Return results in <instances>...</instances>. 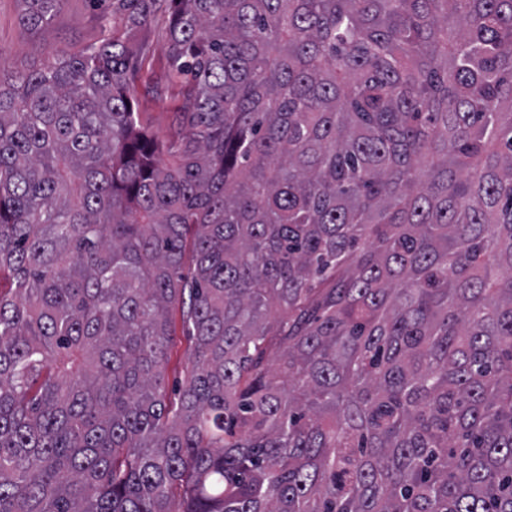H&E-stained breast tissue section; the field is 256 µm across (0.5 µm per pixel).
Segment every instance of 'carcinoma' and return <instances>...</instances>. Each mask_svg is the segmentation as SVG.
I'll use <instances>...</instances> for the list:
<instances>
[{
	"label": "carcinoma",
	"mask_w": 512,
	"mask_h": 512,
	"mask_svg": "<svg viewBox=\"0 0 512 512\" xmlns=\"http://www.w3.org/2000/svg\"><path fill=\"white\" fill-rule=\"evenodd\" d=\"M116 2L162 140L0 54V512H512V0ZM166 26L167 17L159 10L148 29L128 36L139 56L135 86L141 119L159 137L168 133L174 121L176 105L181 100L180 84L172 81L168 75ZM171 316L175 327V336H173V346L171 350V360L168 369V389L171 391L176 380L181 376L183 364L190 353V342L182 336L180 316L177 309L171 311Z\"/></svg>",
	"instance_id": "cac0c4a2"
}]
</instances>
